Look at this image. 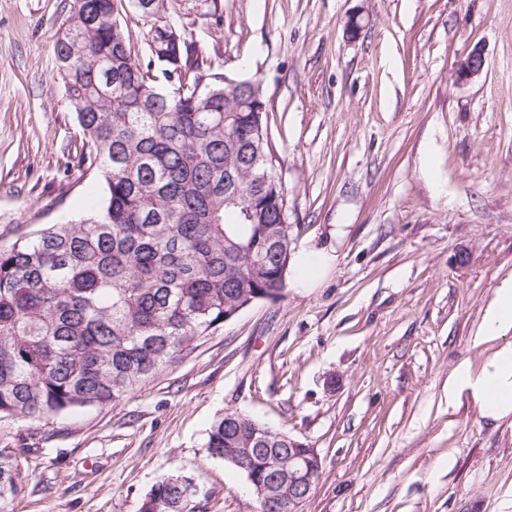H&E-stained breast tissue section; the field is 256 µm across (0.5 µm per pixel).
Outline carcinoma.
Segmentation results:
<instances>
[{
    "instance_id": "carcinoma-1",
    "label": "carcinoma",
    "mask_w": 512,
    "mask_h": 512,
    "mask_svg": "<svg viewBox=\"0 0 512 512\" xmlns=\"http://www.w3.org/2000/svg\"><path fill=\"white\" fill-rule=\"evenodd\" d=\"M168 0H72L58 74L82 131L78 164L103 200L77 222L0 247V421L116 405L248 301L287 289V191L263 87L228 90ZM133 11L145 28L124 23ZM206 448L254 485L288 487V435L248 415L214 420ZM190 480L156 483L141 512H192Z\"/></svg>"
}]
</instances>
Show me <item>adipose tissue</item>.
I'll return each mask as SVG.
<instances>
[{"instance_id":"1","label":"adipose tissue","mask_w":512,"mask_h":512,"mask_svg":"<svg viewBox=\"0 0 512 512\" xmlns=\"http://www.w3.org/2000/svg\"><path fill=\"white\" fill-rule=\"evenodd\" d=\"M469 390L483 418H512V343L501 345L479 370L460 364L448 377L449 393Z\"/></svg>"}]
</instances>
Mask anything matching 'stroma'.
Returning <instances> with one entry per match:
<instances>
[{"label": "stroma", "mask_w": 512, "mask_h": 512, "mask_svg": "<svg viewBox=\"0 0 512 512\" xmlns=\"http://www.w3.org/2000/svg\"><path fill=\"white\" fill-rule=\"evenodd\" d=\"M69 0H0V246L94 212L53 52ZM228 78L263 81L310 288L245 309L117 405L0 421L8 512H139L163 477L195 512H259L206 448L251 416L316 448L301 512H512V421L448 398L480 368L483 312L512 280V0H171ZM361 28L349 34L347 22ZM483 72L452 73L472 50ZM329 260L318 253H301L296 258L293 268L295 272V285L299 288H308L314 283V272L321 266H325Z\"/></svg>", "instance_id": "obj_1"}]
</instances>
